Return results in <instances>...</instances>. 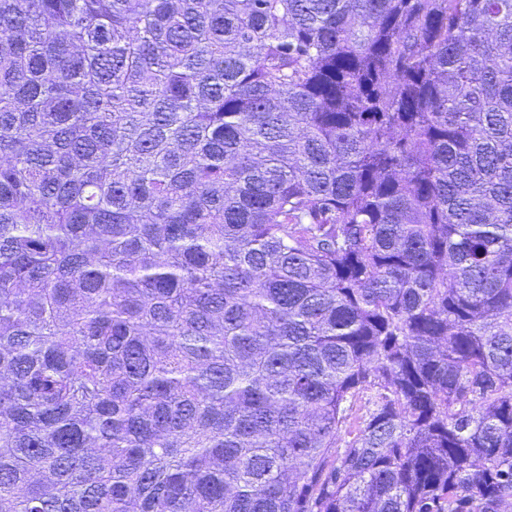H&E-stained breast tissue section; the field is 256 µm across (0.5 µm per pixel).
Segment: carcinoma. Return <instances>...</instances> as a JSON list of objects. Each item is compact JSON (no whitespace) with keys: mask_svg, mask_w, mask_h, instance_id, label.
<instances>
[{"mask_svg":"<svg viewBox=\"0 0 512 512\" xmlns=\"http://www.w3.org/2000/svg\"><path fill=\"white\" fill-rule=\"evenodd\" d=\"M511 509L512 0H0V512Z\"/></svg>","mask_w":512,"mask_h":512,"instance_id":"1","label":"carcinoma"}]
</instances>
